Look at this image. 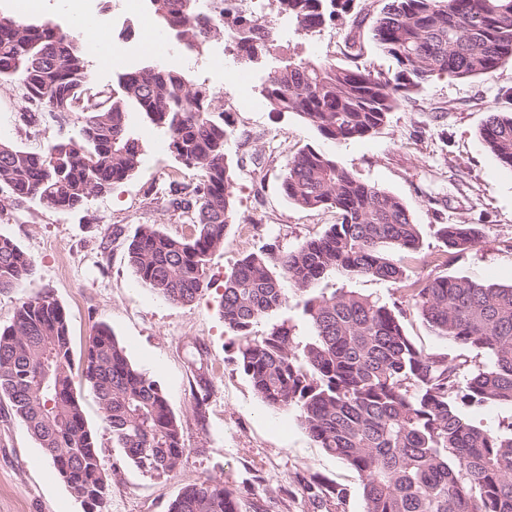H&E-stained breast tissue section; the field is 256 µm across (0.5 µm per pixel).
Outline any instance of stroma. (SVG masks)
Here are the masks:
<instances>
[{
	"mask_svg": "<svg viewBox=\"0 0 512 512\" xmlns=\"http://www.w3.org/2000/svg\"><path fill=\"white\" fill-rule=\"evenodd\" d=\"M261 16L283 36L276 50L251 63L254 81L245 104L229 79L237 60L219 54L215 41L191 53L168 33L164 39L175 50L166 58L141 52L118 65H93L91 71L94 89H110L117 74L165 60L208 85L231 126L228 153L237 165L238 221L228 227L223 248L210 255L209 286L194 302L168 303L139 283L125 258L126 243L139 225L154 224L172 236L185 233L186 215L161 192L172 182L188 192L199 181L198 171L176 160L167 136L143 115H129L143 147L142 164L110 193L91 199L80 211L10 201L0 213V235L35 262L23 293L50 294L64 307L74 353L84 350L95 326H108L130 360L159 382L181 422L187 451L176 476L123 467L112 480L108 512H167L181 488L209 476L236 489L245 506H260L262 512H314L303 488L314 474L347 490L345 500L331 505L329 512H364L357 473L315 445L296 411L273 410L257 398L233 360L219 307L224 278L244 254L268 243L294 248L336 221L331 211L304 209L284 196L282 171L298 148L309 145L329 152L360 180L402 199L420 231L419 251L402 261L409 279L454 276L512 283V168L479 135L491 113L512 111V62L488 75L433 78L411 101L390 112L372 135L334 144L295 113L269 111L261 88L269 70L288 56L345 64L339 30L330 25L303 38L278 14L274 0H264ZM22 107L20 85L0 83L1 139L37 152L60 134L75 132L71 125L62 131L51 125L24 127L18 121ZM445 224L477 225L478 244L449 255L439 236ZM344 284L329 277L319 287L329 293ZM345 285L401 308L403 327L419 348L464 353L472 364L484 363L483 355L463 352L460 345L435 336L409 308L400 285L375 278ZM20 294L0 292L1 328L12 323ZM203 390L208 401L206 419L200 422L194 406ZM0 512H84L3 398Z\"/></svg>",
	"mask_w": 512,
	"mask_h": 512,
	"instance_id": "obj_1",
	"label": "stroma"
}]
</instances>
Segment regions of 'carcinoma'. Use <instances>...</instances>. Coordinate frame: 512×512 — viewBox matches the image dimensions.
<instances>
[{"label":"carcinoma","instance_id":"1","mask_svg":"<svg viewBox=\"0 0 512 512\" xmlns=\"http://www.w3.org/2000/svg\"><path fill=\"white\" fill-rule=\"evenodd\" d=\"M294 32L305 38L353 16L342 41L348 59L288 58L271 71L261 94L272 112H293L334 143L371 135L432 77L485 75L512 61V0H386L368 38L361 26L372 0H275ZM164 28L200 49L230 34L242 60L270 53L271 28L235 17L227 31L201 15L200 0H148ZM394 61L376 71L364 63L366 43ZM92 50L74 28L40 16L0 11V82L18 80L27 127L74 122L78 136L32 153L0 140V192L60 211L85 208L131 177L142 147L129 128L143 114L169 138L176 159L200 172L185 193L170 187L169 203L194 212L190 232L170 236L141 224L126 258L138 281L174 304L193 302L208 288L209 255L224 247L238 214L232 136L214 95L183 71L145 64L118 74L117 87L83 94ZM487 148L512 167V112H494L480 128ZM281 189L302 208L328 209L336 223L284 251L268 244L244 256L224 279L219 306L225 333L237 343L235 361L256 396L274 409L295 408L316 445L355 470L366 512H512V423L483 430L458 403L512 406V284H480L440 276L408 284L409 302L433 333L485 354L467 360L416 346L387 304L355 290L326 294L329 275L404 282L402 256L417 251L420 234L402 200L359 180L335 156L306 146L284 168ZM448 250L479 240L472 224H445ZM34 260L0 235V292L24 287ZM313 335L299 336L288 318L289 291ZM271 320L266 335L252 329ZM80 380L96 399L121 462L106 468L77 393ZM44 450L85 512H107L120 465L144 474L175 473L186 453L182 427L160 384L130 361L111 331L89 336L73 367L70 321L49 294L20 298L12 324L0 329V397ZM304 488L318 506L341 502L343 488L316 476ZM168 512H242L238 493L217 478L185 486Z\"/></svg>","mask_w":512,"mask_h":512}]
</instances>
